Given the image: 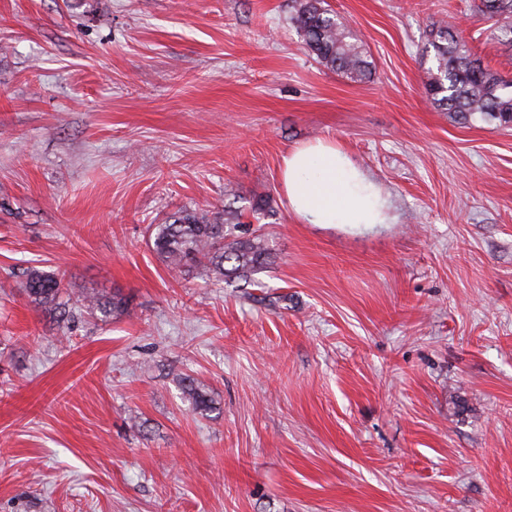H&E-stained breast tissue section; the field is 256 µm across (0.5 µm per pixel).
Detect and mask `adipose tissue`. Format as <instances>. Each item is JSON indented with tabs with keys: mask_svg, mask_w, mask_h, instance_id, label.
Listing matches in <instances>:
<instances>
[{
	"mask_svg": "<svg viewBox=\"0 0 512 512\" xmlns=\"http://www.w3.org/2000/svg\"><path fill=\"white\" fill-rule=\"evenodd\" d=\"M288 209L304 224H380L384 204L360 167L336 145L319 142L284 156Z\"/></svg>",
	"mask_w": 512,
	"mask_h": 512,
	"instance_id": "ef3b65f1",
	"label": "adipose tissue"
}]
</instances>
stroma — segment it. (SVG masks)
Here are the masks:
<instances>
[{"label": "stroma", "instance_id": "1", "mask_svg": "<svg viewBox=\"0 0 512 512\" xmlns=\"http://www.w3.org/2000/svg\"><path fill=\"white\" fill-rule=\"evenodd\" d=\"M326 3L370 79L309 55L294 0H0V512H512V125L434 107L425 48L512 55L479 0ZM320 141L385 223L292 216L282 159ZM259 198L252 283L152 248ZM30 267L128 311L58 325ZM181 382L184 392L196 411L206 415L214 408V400L203 384L190 377L181 378Z\"/></svg>", "mask_w": 512, "mask_h": 512}]
</instances>
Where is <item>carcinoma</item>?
I'll return each instance as SVG.
<instances>
[{
  "instance_id": "obj_1",
  "label": "carcinoma",
  "mask_w": 512,
  "mask_h": 512,
  "mask_svg": "<svg viewBox=\"0 0 512 512\" xmlns=\"http://www.w3.org/2000/svg\"><path fill=\"white\" fill-rule=\"evenodd\" d=\"M491 16L512 17V0H485ZM291 21L318 63L355 80L371 76L373 65L363 55L361 39L351 27L326 8L325 0H295ZM428 47L434 52L436 74L428 83L433 105L467 123L478 115L485 121L512 123V79L485 67L464 49L453 27L433 30ZM153 249L166 265L181 274L197 271L215 281L247 280L270 262L262 235L244 221L238 209L210 213L180 209L171 223L153 228ZM21 290L36 307L54 311L65 321L69 311L62 294L63 279L37 268L26 271ZM86 312L104 321L126 313L127 301L118 292L103 299L85 295ZM184 392L193 408L206 414L214 400L205 386L193 378H181Z\"/></svg>"
}]
</instances>
